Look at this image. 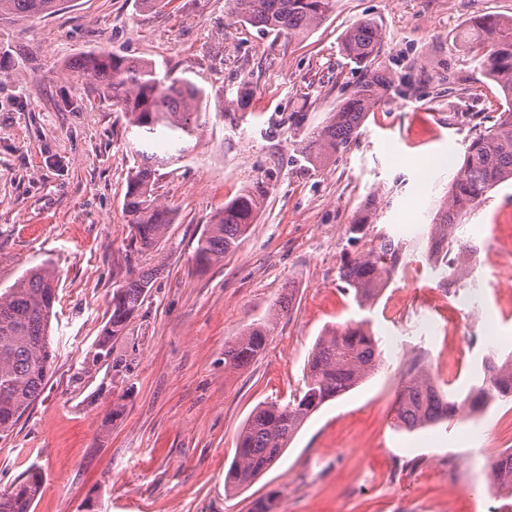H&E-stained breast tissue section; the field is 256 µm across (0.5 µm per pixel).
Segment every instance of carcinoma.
Masks as SVG:
<instances>
[{"instance_id": "1", "label": "carcinoma", "mask_w": 512, "mask_h": 512, "mask_svg": "<svg viewBox=\"0 0 512 512\" xmlns=\"http://www.w3.org/2000/svg\"><path fill=\"white\" fill-rule=\"evenodd\" d=\"M233 17L263 32L302 38L314 30L332 9L333 0H232ZM58 0H0V21L56 11ZM461 40L477 50L479 64L500 87L507 107L497 114L469 144L465 161L448 189V201L437 211L428 231V254L434 263L448 267V250L458 242L457 214L481 199L496 185L512 180V18L475 19L462 30ZM381 34L371 21L350 29L344 40L347 55L369 63L377 55ZM74 77L95 84L104 97L123 112L135 130L141 162L127 183L123 210L131 227L129 253L154 249L171 224L170 212L156 204L153 163H167L173 156L155 152L156 138L165 133L185 140L197 134L191 116L202 111L206 94L186 78L159 72L145 59H135L105 49L91 51L72 66ZM393 77L379 68L345 97L325 125L309 133L304 157L322 160L346 148L368 112L393 87ZM263 190L245 188L215 213L199 238L192 260L206 269L234 251L255 219ZM369 215L349 225V241L357 244L369 231ZM404 255L403 243L381 234L363 249L344 256L338 269L343 288L353 293L361 307L371 306L386 286ZM153 269H138L112 291L111 314L98 342L110 350L112 339L123 334L139 312ZM58 298V281L47 266L26 272L0 292V438L9 435L21 415L41 394L55 351L51 324ZM292 295L285 294L271 317L246 328L224 345V368L240 369L265 351L273 320L290 310ZM386 365L379 341L357 321L319 336L307 358L304 388L287 403L258 406L243 425L234 459L224 477V491L248 487L269 470L288 448L303 424L324 404L335 400L377 374ZM512 397V354L490 353L483 375L460 400H452L427 373L422 360L413 357L401 372L396 398L397 426L414 430L451 420L458 407L476 410ZM491 487L512 489V454L490 465ZM43 489L39 469H29L10 488L0 491V512H32Z\"/></svg>"}]
</instances>
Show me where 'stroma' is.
Returning a JSON list of instances; mask_svg holds the SVG:
<instances>
[{"instance_id":"35a3bbf8","label":"stroma","mask_w":512,"mask_h":512,"mask_svg":"<svg viewBox=\"0 0 512 512\" xmlns=\"http://www.w3.org/2000/svg\"><path fill=\"white\" fill-rule=\"evenodd\" d=\"M512 17V0H334L318 27L288 40L235 22L231 0H62L57 12L0 23V289L46 264L58 282L54 361L38 399L0 439V491L31 467L44 477L34 512H251L276 493L275 512H503L489 489L488 449L512 448V401L477 424L412 432L395 426L404 362L420 356L448 379L454 355L414 332L443 274L391 289L408 317L383 302L361 309L339 286L352 252L349 224L375 199L374 231L403 240L427 265L428 227L448 197L470 141L505 99L459 34L474 18ZM374 22L383 39L371 65L349 59L346 33ZM152 61L206 93L196 139L157 167V202L171 214L152 251L128 256L123 213L134 165L126 119L70 77L85 52ZM395 79L343 152L308 162L301 144L367 67ZM248 86L245 108L237 92ZM261 185V210L224 261L198 270L191 257L206 224L242 188ZM459 236L485 250L512 233V181L457 216ZM156 275L110 354L98 351L112 291L131 264ZM265 353L224 367V345L266 318L284 290ZM496 319L449 310L439 322L467 334L471 370L449 381L465 396L489 347L512 353V304ZM367 321L384 370L326 403L281 458L249 487L224 490L236 438L253 410L287 402L303 384L325 330ZM119 418L110 419L115 402Z\"/></svg>"}]
</instances>
